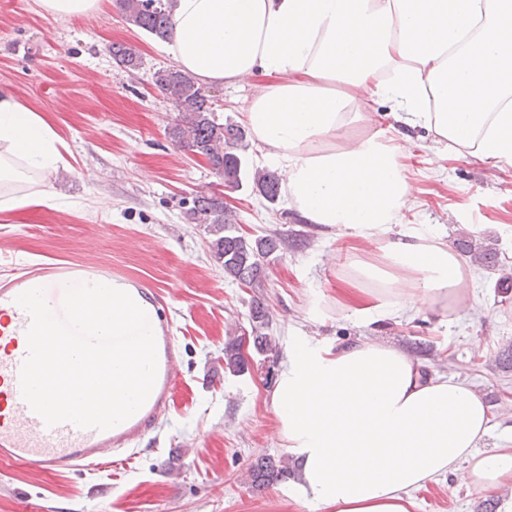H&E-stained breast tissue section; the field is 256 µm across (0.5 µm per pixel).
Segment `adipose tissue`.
<instances>
[{"mask_svg": "<svg viewBox=\"0 0 512 512\" xmlns=\"http://www.w3.org/2000/svg\"><path fill=\"white\" fill-rule=\"evenodd\" d=\"M167 51L206 84L268 82L242 114L288 205L307 223L379 241L349 245L343 279L368 318L464 303L462 262L439 236L402 228L413 201L408 129L446 153L512 165V0H176ZM386 102L399 130L378 127ZM44 115L0 88V214L52 206L24 187L64 163ZM297 457L292 499L319 512H414L415 491L459 473L512 488V442L484 451L489 405L384 343L288 339L271 396Z\"/></svg>", "mask_w": 512, "mask_h": 512, "instance_id": "ef3b65f1", "label": "adipose tissue"}]
</instances>
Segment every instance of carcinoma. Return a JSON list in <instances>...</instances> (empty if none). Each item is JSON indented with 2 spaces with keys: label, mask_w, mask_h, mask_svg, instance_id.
<instances>
[{
  "label": "carcinoma",
  "mask_w": 512,
  "mask_h": 512,
  "mask_svg": "<svg viewBox=\"0 0 512 512\" xmlns=\"http://www.w3.org/2000/svg\"><path fill=\"white\" fill-rule=\"evenodd\" d=\"M116 5L126 21L160 40L169 39L172 29L170 0H116ZM112 57L117 66L131 74L141 66V60L132 50L121 45L112 46ZM154 84L166 94L177 111L172 136L181 148L194 150L205 156L216 171L221 173L224 186L235 189L243 184L246 176L245 152L247 134L243 127L226 123L214 115L210 106L209 89L197 82L189 73L169 66L157 69ZM252 188L271 204L278 202L280 184L275 172L268 169L254 172ZM189 224L203 227L211 236L209 251L214 261L224 269V276L248 287L258 288L262 283L263 266L260 259L282 249L286 239L267 235L249 239L240 234L232 215L224 209V194L198 192L191 205L184 211ZM463 253H471L469 241L458 242ZM474 253V252H472ZM482 265L496 262V253L490 249L474 253ZM251 336L256 351L268 353L277 344L265 329L270 323V312L260 301L250 308ZM242 337L230 339L224 345V369L235 375L245 371L248 361L241 350ZM291 475L290 459L276 461L261 457L250 467V478L257 487L278 483Z\"/></svg>",
  "instance_id": "cac0c4a2"
}]
</instances>
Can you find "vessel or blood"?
Returning <instances> with one entry per match:
<instances>
[{"mask_svg": "<svg viewBox=\"0 0 512 512\" xmlns=\"http://www.w3.org/2000/svg\"><path fill=\"white\" fill-rule=\"evenodd\" d=\"M102 283L131 287L159 318L153 333L157 346V376L142 408L108 430L81 428L69 422L47 426L24 400L20 371L28 354L26 331L29 314L17 297L40 287L50 298L54 313H61L64 286ZM165 303L156 292L130 285L127 277L102 263L36 264L0 280V462L22 463L34 468L94 471L126 461L134 447L169 410L179 382L180 348L172 322L163 314Z\"/></svg>", "mask_w": 512, "mask_h": 512, "instance_id": "vessel-or-blood-1", "label": "vessel or blood"}]
</instances>
